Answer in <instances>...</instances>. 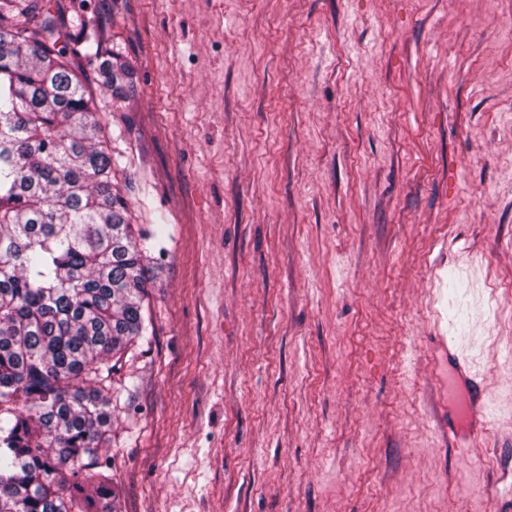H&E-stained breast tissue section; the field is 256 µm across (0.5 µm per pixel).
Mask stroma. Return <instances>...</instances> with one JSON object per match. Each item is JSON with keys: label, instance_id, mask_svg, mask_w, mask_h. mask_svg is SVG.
Instances as JSON below:
<instances>
[{"label": "stroma", "instance_id": "35a3bbf8", "mask_svg": "<svg viewBox=\"0 0 512 512\" xmlns=\"http://www.w3.org/2000/svg\"><path fill=\"white\" fill-rule=\"evenodd\" d=\"M150 253L123 512H512V0H82ZM484 386L466 402L432 338ZM437 337L445 356L448 355V364H454L452 372L455 380L464 385H470L472 388V397L468 401L465 410L467 424L465 436L461 437V430L454 423L451 425L448 420V440L451 442V446L468 450L465 446L466 441L475 437L483 430L487 418V405L483 400L479 385L474 380L469 369L460 362L456 352L448 343L447 336Z\"/></svg>", "mask_w": 512, "mask_h": 512}]
</instances>
